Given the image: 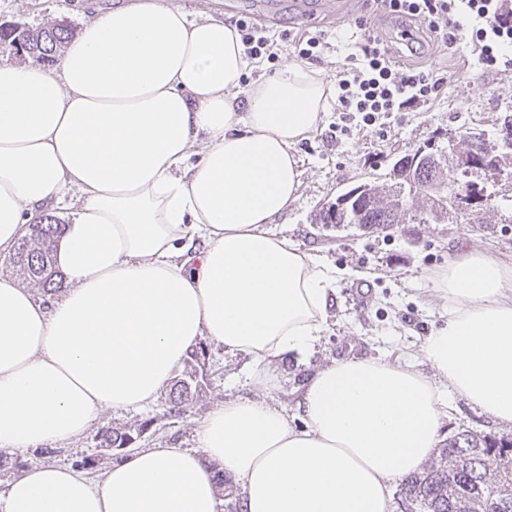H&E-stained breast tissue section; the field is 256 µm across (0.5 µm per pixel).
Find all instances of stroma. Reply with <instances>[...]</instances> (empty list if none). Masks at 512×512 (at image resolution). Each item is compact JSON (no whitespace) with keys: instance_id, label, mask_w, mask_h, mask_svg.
I'll return each instance as SVG.
<instances>
[{"instance_id":"1","label":"stroma","mask_w":512,"mask_h":512,"mask_svg":"<svg viewBox=\"0 0 512 512\" xmlns=\"http://www.w3.org/2000/svg\"><path fill=\"white\" fill-rule=\"evenodd\" d=\"M128 2L0 0V23L17 22L35 28L59 22L77 32L89 16ZM172 2L195 18L211 17L232 24L249 17L268 36L280 40L275 60L263 59L258 67L247 68L243 77L247 84L296 61L294 46L283 42L281 36L304 27L309 17L326 42L312 65L327 81H335L351 43L347 22L362 7V0ZM421 62L447 70L448 86L440 99L428 105L410 104L404 111L385 114L380 124L341 136L336 126L342 115L331 109L323 114L317 130L295 147L303 169L301 194L272 227L340 271L327 311L328 328L311 355H291L272 363L271 381L256 386L249 380L254 367L251 356L209 345L204 392L186 413L169 414L168 399L162 394L143 409L103 411L83 436L68 445L50 450L43 446L13 449L10 458L28 468L40 464L77 467L86 456L97 453L101 456L98 466L87 472L97 480L123 456L119 450L99 453L98 436L108 427H141V435L132 443L137 450L190 448L195 444L199 422L227 400H262L295 415L296 403L309 379L335 361L381 358L413 364L425 376H432L421 346L431 328L448 318V304L435 290V275L474 250L512 264V167L491 183L484 172L472 173V181L486 184L492 195L480 224H400L368 233L356 224L335 229L316 221L324 204L359 183L386 181L393 163L418 147L430 143L443 147L450 137L463 133L495 143L505 126L512 124V70H481L465 46L452 58L426 49ZM463 430L498 439L512 437V425L497 422L453 395L448 399L440 437L445 440Z\"/></svg>"}]
</instances>
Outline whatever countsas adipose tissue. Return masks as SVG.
I'll return each mask as SVG.
<instances>
[{
    "instance_id": "obj_1",
    "label": "adipose tissue",
    "mask_w": 512,
    "mask_h": 512,
    "mask_svg": "<svg viewBox=\"0 0 512 512\" xmlns=\"http://www.w3.org/2000/svg\"><path fill=\"white\" fill-rule=\"evenodd\" d=\"M247 66L234 26L162 0L88 19L56 67L0 61V251L29 219L69 217L58 300L0 275L1 448L64 446L102 410L150 405L202 341L250 355L262 385L321 336L339 272L270 224L300 196L295 146L332 88L296 62L246 86ZM437 290L433 377L334 362L305 386L299 425L228 400L195 447L133 451L101 481L31 467L4 512H220L219 469L242 512H388L391 483L436 448L447 395L512 425V266L471 251Z\"/></svg>"
}]
</instances>
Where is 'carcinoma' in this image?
<instances>
[{"label":"carcinoma","mask_w":512,"mask_h":512,"mask_svg":"<svg viewBox=\"0 0 512 512\" xmlns=\"http://www.w3.org/2000/svg\"><path fill=\"white\" fill-rule=\"evenodd\" d=\"M71 28L55 23L45 27L7 28L0 24V47L22 41L23 53L40 62H51L72 37ZM465 149L486 159V165L500 163L504 156L486 152L480 137L464 141ZM419 171L402 169L390 176L391 184L371 183V191L357 196L339 217L323 209L320 224H375L388 229L396 224L439 223L434 212L438 194H470L476 183L448 172L443 151L427 147L418 160ZM402 201L398 211L389 197ZM61 231V224H39L36 233L20 239L11 257L13 271L27 284L50 293L61 287L62 276L55 268L52 247ZM206 347L201 345L185 360L184 377L173 384L169 412L176 414L199 397V371L204 369ZM143 427L107 429L99 437L105 451L125 448L133 434ZM401 501L406 512H512V439L491 438L464 430L447 439L427 465L407 477L401 484Z\"/></svg>","instance_id":"cac0c4a2"}]
</instances>
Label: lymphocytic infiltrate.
<instances>
[{
    "instance_id": "f902f5d3",
    "label": "lymphocytic infiltrate",
    "mask_w": 512,
    "mask_h": 512,
    "mask_svg": "<svg viewBox=\"0 0 512 512\" xmlns=\"http://www.w3.org/2000/svg\"><path fill=\"white\" fill-rule=\"evenodd\" d=\"M353 21L359 32L338 73V101L344 112L372 125L381 114L402 111L408 102L430 104L442 97L448 79L421 64L397 65L387 41L372 21L384 15L422 21L437 48L456 52L468 42L482 69H512V12L503 0H363Z\"/></svg>"
}]
</instances>
